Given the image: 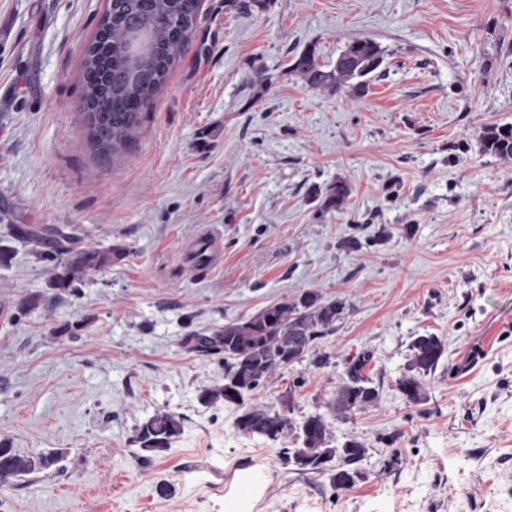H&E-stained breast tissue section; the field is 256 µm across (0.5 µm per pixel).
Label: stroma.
<instances>
[{
    "label": "stroma",
    "instance_id": "1",
    "mask_svg": "<svg viewBox=\"0 0 512 512\" xmlns=\"http://www.w3.org/2000/svg\"><path fill=\"white\" fill-rule=\"evenodd\" d=\"M106 3L0 0V441L57 457L0 486V512H225L249 477L251 512H512V161L479 144L512 125V0H201L115 161L81 108ZM357 38L383 52L364 93L288 71ZM339 178L344 209L321 213ZM14 224L112 262L55 287ZM205 231L218 256L201 265ZM307 292L344 318L246 402L364 442L350 489L203 404L225 364L182 343ZM428 335L444 353L412 402L397 383ZM360 357L379 399L336 416ZM158 412L182 432L144 464L137 428Z\"/></svg>",
    "mask_w": 512,
    "mask_h": 512
}]
</instances>
